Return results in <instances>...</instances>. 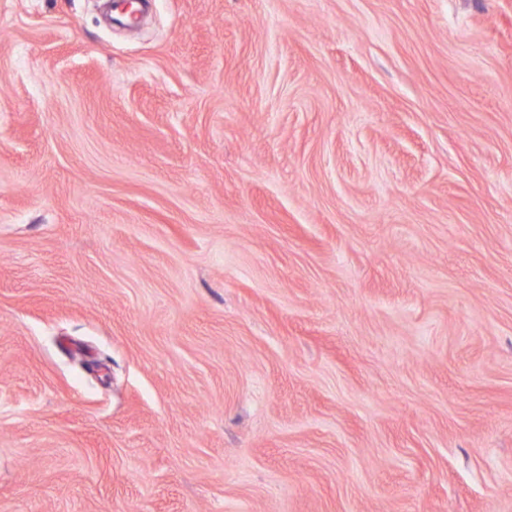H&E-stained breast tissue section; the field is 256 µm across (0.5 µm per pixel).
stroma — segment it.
Listing matches in <instances>:
<instances>
[{
    "instance_id": "stroma-1",
    "label": "stroma",
    "mask_w": 512,
    "mask_h": 512,
    "mask_svg": "<svg viewBox=\"0 0 512 512\" xmlns=\"http://www.w3.org/2000/svg\"><path fill=\"white\" fill-rule=\"evenodd\" d=\"M0 0V512H512V0Z\"/></svg>"
}]
</instances>
